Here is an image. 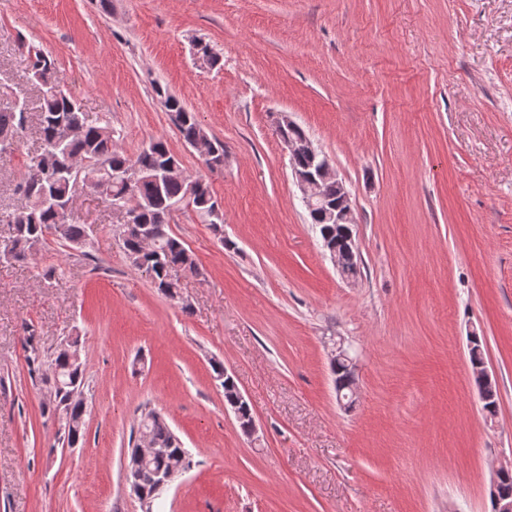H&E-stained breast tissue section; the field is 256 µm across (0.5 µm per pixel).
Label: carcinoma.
Segmentation results:
<instances>
[{
    "instance_id": "obj_1",
    "label": "carcinoma",
    "mask_w": 512,
    "mask_h": 512,
    "mask_svg": "<svg viewBox=\"0 0 512 512\" xmlns=\"http://www.w3.org/2000/svg\"><path fill=\"white\" fill-rule=\"evenodd\" d=\"M32 79L39 86V129L42 151L54 152L53 160L42 168L39 156L30 158L32 176L15 187V193L24 199V206L5 216L0 214V224L10 229L8 245L0 249V258L23 259L27 253L46 243L49 233L78 250L85 245V228L67 222V213L58 208L61 200H73L77 191L87 188L122 207L133 201L141 209L139 222L129 228L117 226L118 238L131 265L147 273L152 283L164 295L177 296V282L171 271L179 268L198 273V265L181 240L170 232L172 212L184 205L209 218L217 233H223L224 215L214 214L217 201L212 196L209 183L202 177L185 175L162 177L163 171L179 158L161 140H153L136 157L119 151L112 140V130L106 126L91 125L70 95L59 88L54 60L35 51L31 54ZM155 92L167 111L173 113L176 127L185 143L210 144L205 163L210 171L224 167V142L208 135L195 113L189 111L179 99L168 91L156 88ZM28 112L10 91L0 92V133L17 134L27 123ZM91 161L85 173L87 181L76 186L69 170L78 160ZM136 166L140 177L134 182L126 179V171ZM54 395L48 409L64 422L63 441L74 447L84 437L85 404L82 398L84 367L78 350V340L69 341L59 348L51 359ZM483 409L494 412L498 406V385L492 382L479 387ZM147 437L158 449V454L145 465L143 488L150 489L153 471L179 464L188 469L190 454L175 442L174 432L163 415L141 411L133 428V441Z\"/></svg>"
}]
</instances>
